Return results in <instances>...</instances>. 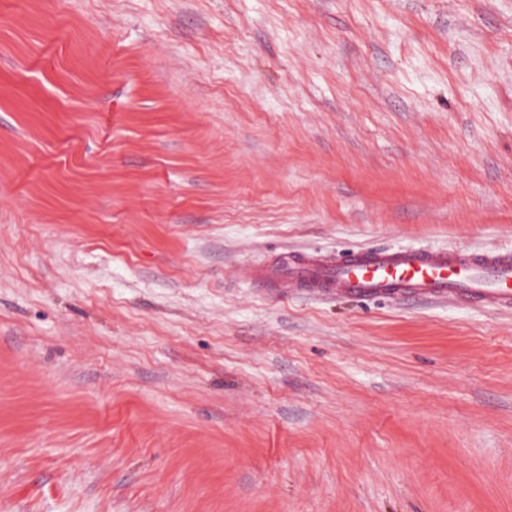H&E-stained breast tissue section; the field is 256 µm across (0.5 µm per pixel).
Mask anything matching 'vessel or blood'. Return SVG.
Returning <instances> with one entry per match:
<instances>
[{
    "label": "vessel or blood",
    "mask_w": 512,
    "mask_h": 512,
    "mask_svg": "<svg viewBox=\"0 0 512 512\" xmlns=\"http://www.w3.org/2000/svg\"><path fill=\"white\" fill-rule=\"evenodd\" d=\"M262 288H298L314 296L447 300L512 310L511 251L427 248L284 255L252 268Z\"/></svg>",
    "instance_id": "obj_1"
}]
</instances>
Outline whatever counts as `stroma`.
I'll return each mask as SVG.
<instances>
[{"label": "stroma", "instance_id": "stroma-1", "mask_svg": "<svg viewBox=\"0 0 512 512\" xmlns=\"http://www.w3.org/2000/svg\"><path fill=\"white\" fill-rule=\"evenodd\" d=\"M512 249V0H0V512H512V311L255 287Z\"/></svg>", "mask_w": 512, "mask_h": 512}]
</instances>
